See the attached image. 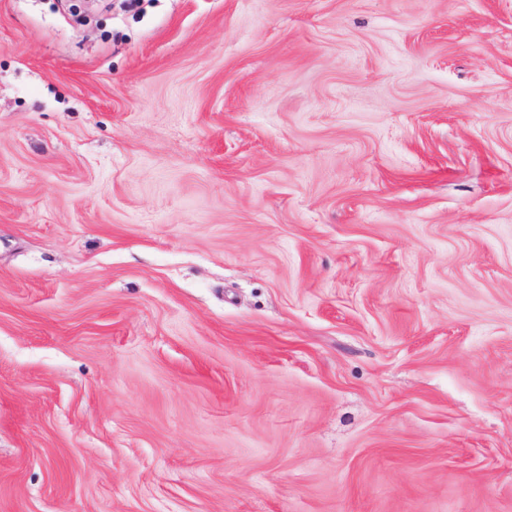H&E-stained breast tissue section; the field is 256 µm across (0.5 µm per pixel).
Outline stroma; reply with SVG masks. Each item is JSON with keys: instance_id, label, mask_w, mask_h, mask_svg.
Masks as SVG:
<instances>
[{"instance_id": "1", "label": "stroma", "mask_w": 512, "mask_h": 512, "mask_svg": "<svg viewBox=\"0 0 512 512\" xmlns=\"http://www.w3.org/2000/svg\"><path fill=\"white\" fill-rule=\"evenodd\" d=\"M0 512H512V0H0Z\"/></svg>"}]
</instances>
